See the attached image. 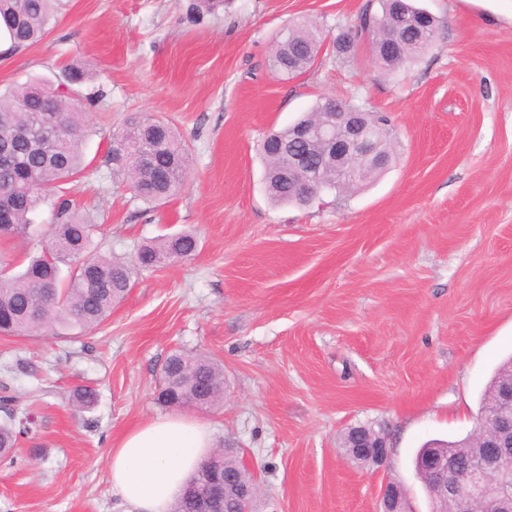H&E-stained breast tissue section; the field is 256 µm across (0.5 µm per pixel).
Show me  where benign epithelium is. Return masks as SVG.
Listing matches in <instances>:
<instances>
[{"instance_id":"7a95c632","label":"benign epithelium","mask_w":512,"mask_h":512,"mask_svg":"<svg viewBox=\"0 0 512 512\" xmlns=\"http://www.w3.org/2000/svg\"><path fill=\"white\" fill-rule=\"evenodd\" d=\"M390 13L398 25L417 27L425 14L409 15L399 0H391ZM327 121L318 126L297 125L292 140L304 144V151H288V143H281V153L288 158V173L300 172L313 157L322 166L336 168V179L343 185L369 169H376L381 158L373 151L372 128L362 112H340L336 101L328 102ZM352 442L346 452L349 457L366 458L372 464L387 466L391 453V439L377 441L364 436L357 441V432H351ZM475 447L479 451L463 461L442 457L432 451L417 464L425 473L429 495L433 500H447L458 512H512V382L500 387L495 409L479 424ZM257 486L229 487L223 470L211 467V476L201 489H194L198 512H208L209 504L228 494L240 503L239 512H251ZM381 512H412L402 487L387 482L380 492Z\"/></svg>"}]
</instances>
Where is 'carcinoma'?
<instances>
[{
	"instance_id": "cac0c4a2",
	"label": "carcinoma",
	"mask_w": 512,
	"mask_h": 512,
	"mask_svg": "<svg viewBox=\"0 0 512 512\" xmlns=\"http://www.w3.org/2000/svg\"><path fill=\"white\" fill-rule=\"evenodd\" d=\"M57 0H0V25L9 36L12 49L31 46L46 34L54 17ZM381 12L365 11L359 25L341 30L334 41L348 40L359 45L366 38L376 45L375 55L381 68L392 72L409 66L432 47L429 34L420 45L407 31H397L388 22L387 0H380ZM400 43L397 57L386 55L383 44ZM323 38L316 30L299 25L277 36L271 56V69L294 78L312 67ZM86 74L82 68H63L56 80L32 78L20 86L0 92V150L8 151L14 162L0 166V243L28 245L40 237L39 248L25 250L12 263L0 266V335L58 337L71 329L93 330L112 313L132 287L135 270H149L166 262L185 260L198 248L190 231L167 234L142 244L134 263L115 260L98 252L94 243L97 216L76 208L68 198L65 185L83 170L87 130L75 101H97L103 93L80 91ZM52 110L57 134L49 142L26 140L23 135L37 128L45 111ZM143 122L163 136V145L144 167L134 158L142 147L119 152L113 143L121 134L112 135L105 163L112 176L130 184L135 194L148 204H156L176 195L190 174L189 153L175 130L167 123L147 115L130 118L125 128ZM264 187L277 205L293 203L297 184L310 179L322 189H336V171H303L292 180L283 178L286 160L272 147L263 146ZM44 206L50 208L51 223L37 226L35 217ZM512 357L496 370L485 389L477 420L493 406L492 389L502 383ZM224 398V368L203 354L174 352L161 368L157 401L166 407H192L208 410ZM35 421L30 415H13L0 423V461L14 462L19 443L34 435Z\"/></svg>"
}]
</instances>
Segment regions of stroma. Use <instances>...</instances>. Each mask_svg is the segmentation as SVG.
Returning a JSON list of instances; mask_svg holds the SVG:
<instances>
[{
  "label": "stroma",
  "mask_w": 512,
  "mask_h": 512,
  "mask_svg": "<svg viewBox=\"0 0 512 512\" xmlns=\"http://www.w3.org/2000/svg\"><path fill=\"white\" fill-rule=\"evenodd\" d=\"M193 2L61 0L39 43L0 59V89L75 64L103 92L83 107L90 164L71 185L103 219L101 252L129 261L161 236L199 237L195 256L137 271L92 332L0 337V422L36 420L0 462V512H119L109 456L168 414L155 395L175 351L223 365V404L181 413L246 457L256 512H379L388 481L430 512L417 450L470 433L512 357V0H419L439 21L434 46L390 73L369 46L340 59L330 42L378 0H224L196 21ZM298 22L327 40L287 79L269 57ZM327 96L384 113L392 160L352 192L274 205L259 145ZM132 113L189 146L191 176L160 205L103 162ZM83 387L96 401L77 413ZM364 424L388 427L387 467L345 456L342 436Z\"/></svg>",
  "instance_id": "stroma-1"
}]
</instances>
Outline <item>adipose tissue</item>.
<instances>
[{
    "mask_svg": "<svg viewBox=\"0 0 512 512\" xmlns=\"http://www.w3.org/2000/svg\"><path fill=\"white\" fill-rule=\"evenodd\" d=\"M211 448L208 426L190 416L159 417L132 428L108 464L120 512H171Z\"/></svg>",
    "mask_w": 512,
    "mask_h": 512,
    "instance_id": "obj_1",
    "label": "adipose tissue"
}]
</instances>
